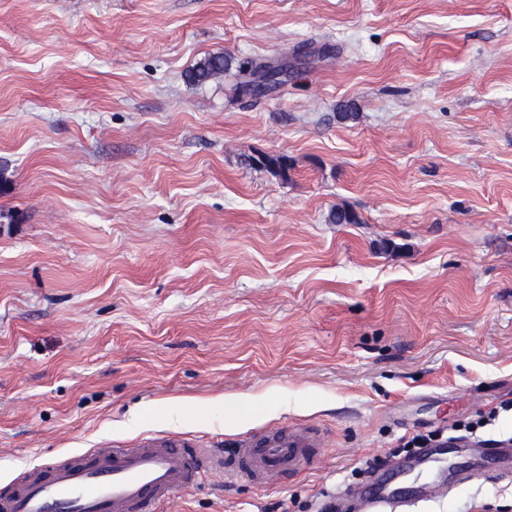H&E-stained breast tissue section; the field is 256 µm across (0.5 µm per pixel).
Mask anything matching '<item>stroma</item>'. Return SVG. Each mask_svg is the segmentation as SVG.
Masks as SVG:
<instances>
[{
  "label": "stroma",
  "instance_id": "stroma-1",
  "mask_svg": "<svg viewBox=\"0 0 512 512\" xmlns=\"http://www.w3.org/2000/svg\"><path fill=\"white\" fill-rule=\"evenodd\" d=\"M216 52L288 81L188 82ZM467 422L512 437V0H0V492L294 426L303 471L160 512H317ZM413 512H512V480ZM244 162L248 166L264 168L273 176L279 177L282 180L288 179L290 163L288 162V158L284 156L258 153L256 155L245 156Z\"/></svg>",
  "mask_w": 512,
  "mask_h": 512
}]
</instances>
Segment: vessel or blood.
I'll return each mask as SVG.
<instances>
[{
	"mask_svg": "<svg viewBox=\"0 0 512 512\" xmlns=\"http://www.w3.org/2000/svg\"><path fill=\"white\" fill-rule=\"evenodd\" d=\"M318 451L314 432L288 426L243 437L230 448H193L176 435L134 448H89L35 467L0 494V512H156L159 504L205 476L266 484L283 470L305 468ZM445 453L439 445L388 461L350 492L348 512H398L445 498L456 486L477 479L474 470L441 469L428 483L406 486L409 473Z\"/></svg>",
	"mask_w": 512,
	"mask_h": 512,
	"instance_id": "vessel-or-blood-1",
	"label": "vessel or blood"
}]
</instances>
